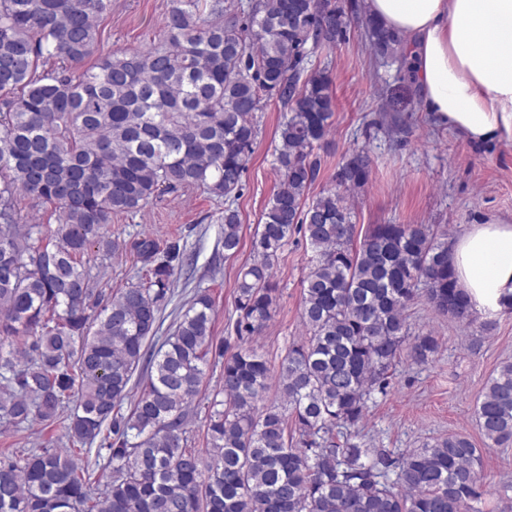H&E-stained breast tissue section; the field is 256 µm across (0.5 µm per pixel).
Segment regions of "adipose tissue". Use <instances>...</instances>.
<instances>
[{
  "label": "adipose tissue",
  "mask_w": 512,
  "mask_h": 512,
  "mask_svg": "<svg viewBox=\"0 0 512 512\" xmlns=\"http://www.w3.org/2000/svg\"><path fill=\"white\" fill-rule=\"evenodd\" d=\"M415 60L432 121L469 142L512 139V0H365ZM456 283L481 318L512 300V224H471L448 242Z\"/></svg>",
  "instance_id": "ef3b65f1"
}]
</instances>
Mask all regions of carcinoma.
<instances>
[{"instance_id":"cac0c4a2","label":"carcinoma","mask_w":512,"mask_h":512,"mask_svg":"<svg viewBox=\"0 0 512 512\" xmlns=\"http://www.w3.org/2000/svg\"><path fill=\"white\" fill-rule=\"evenodd\" d=\"M110 0H0V423L62 421L68 448L0 456V512H481L482 449L451 435L395 454L357 441L368 402L406 354L425 362L430 335L409 338L425 295L464 324L473 317L433 224H374L357 237L344 192L370 175L358 150L336 187L311 198L333 97L314 49L346 32L339 0H172L145 50L98 54ZM375 49L395 37L370 23ZM286 108L274 166L280 182L257 224L254 258L236 275L237 348L213 336L201 290L151 352L178 244L142 240L145 279L107 294L81 258L104 263L112 216L165 193H238L266 96ZM53 207L55 227L25 224L18 199ZM298 233L314 253L302 280L306 335L278 365L253 345L282 289L279 254ZM224 252L241 243L224 209ZM11 349L4 350V345ZM205 448L188 418L211 360ZM141 392L121 413L141 363ZM76 398L64 413V403ZM487 446L512 442V363L476 409ZM107 432L112 472L92 480L78 456Z\"/></svg>"}]
</instances>
